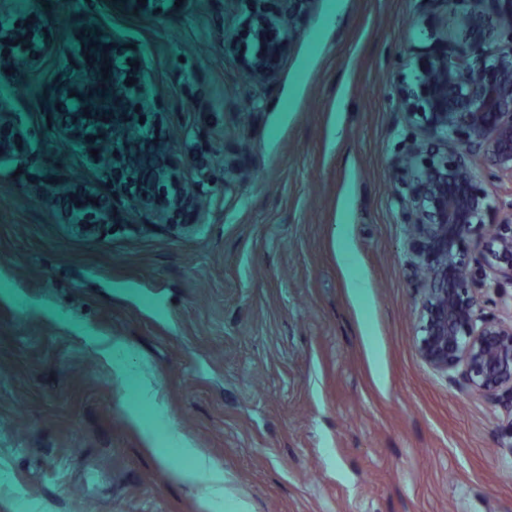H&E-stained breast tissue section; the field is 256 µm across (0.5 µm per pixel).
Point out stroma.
I'll return each mask as SVG.
<instances>
[{"label": "stroma", "mask_w": 512, "mask_h": 512, "mask_svg": "<svg viewBox=\"0 0 512 512\" xmlns=\"http://www.w3.org/2000/svg\"><path fill=\"white\" fill-rule=\"evenodd\" d=\"M33 8L55 46L93 16L141 48L207 209L66 223L88 187L112 194L36 98L75 58L0 85V110L39 147L0 165V289L13 293L0 297V512H512V402L420 358L422 274L390 185L392 160L424 136L397 86L440 12L307 0L277 80L256 83L224 50L237 0ZM57 168L66 196L37 201ZM117 339L122 374L104 356ZM186 442L230 475L231 496L185 479Z\"/></svg>", "instance_id": "obj_1"}]
</instances>
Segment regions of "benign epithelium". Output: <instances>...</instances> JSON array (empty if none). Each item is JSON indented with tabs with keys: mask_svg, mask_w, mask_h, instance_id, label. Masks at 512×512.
I'll return each mask as SVG.
<instances>
[{
	"mask_svg": "<svg viewBox=\"0 0 512 512\" xmlns=\"http://www.w3.org/2000/svg\"><path fill=\"white\" fill-rule=\"evenodd\" d=\"M303 2L241 0L242 29L224 37V51L236 53L246 43V73L258 82L276 80ZM428 2L453 14L469 46L449 43L442 23L431 29L433 45L417 54L397 95L400 108L425 131L391 166L414 215L416 264L425 272L417 350L434 371L459 370L473 392L512 402V316L504 320L484 311L470 268L477 262L486 288L512 285V203L494 219L497 207L476 170L481 155L492 176L512 182V40L489 47L494 29L512 34V0ZM38 28L35 14L23 28L0 20V82L37 69L55 51L40 41ZM74 42L76 68L61 70L43 99L60 142L111 183L114 206L120 203L152 224L166 223L176 210L197 209L182 155L158 133L167 113L160 111L144 72L126 84L138 49L118 50L111 28L93 19L75 30ZM30 150L20 114L0 111V162ZM66 192L60 175L44 176L42 200ZM97 199L96 188L86 189L68 223H112V210ZM470 236L475 258L463 247Z\"/></svg>",
	"mask_w": 512,
	"mask_h": 512,
	"instance_id": "benign-epithelium-1",
	"label": "benign epithelium"
}]
</instances>
